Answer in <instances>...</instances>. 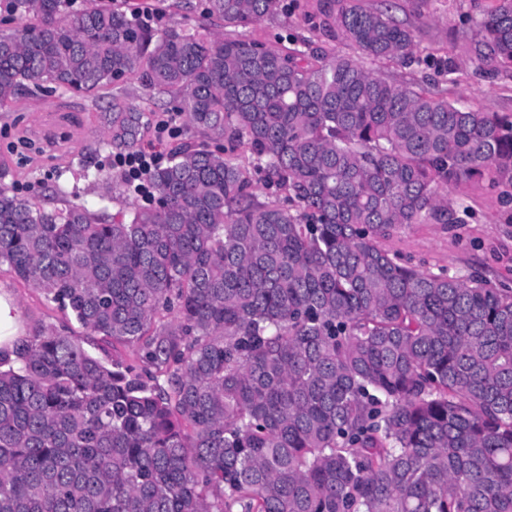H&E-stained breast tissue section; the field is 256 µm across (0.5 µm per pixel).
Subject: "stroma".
I'll use <instances>...</instances> for the list:
<instances>
[{
  "instance_id": "1",
  "label": "stroma",
  "mask_w": 512,
  "mask_h": 512,
  "mask_svg": "<svg viewBox=\"0 0 512 512\" xmlns=\"http://www.w3.org/2000/svg\"><path fill=\"white\" fill-rule=\"evenodd\" d=\"M366 2L390 8L399 20L417 28L418 45L414 62L383 65L366 58L365 68L397 84L431 87L467 108L512 117V70L490 72L470 53L475 23L494 0ZM114 4L129 12L150 10L148 25L155 29L174 18L212 31L220 28L218 20L203 15V0H114ZM319 22L316 0H281L275 15L248 26L244 33L272 49L288 46L293 37L315 48L325 41ZM116 94L145 107L152 119L171 111L168 96L135 82L108 87L91 97L31 91L0 108V167L7 171L0 184L49 209L62 207L56 193L60 187L116 218L143 206V197L113 166V152L105 145L97 120ZM448 202L457 217L455 223L406 224L382 239V247L421 272H441L464 282L479 276L512 289V201H505L501 189L483 181L449 191ZM0 285L18 306L26 335L52 330L81 340L90 354L105 361L134 362L132 347L86 334L69 311L41 289L3 271Z\"/></svg>"
}]
</instances>
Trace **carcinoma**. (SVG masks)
I'll list each match as a JSON object with an SVG mask.
<instances>
[{"label": "carcinoma", "instance_id": "1", "mask_svg": "<svg viewBox=\"0 0 512 512\" xmlns=\"http://www.w3.org/2000/svg\"><path fill=\"white\" fill-rule=\"evenodd\" d=\"M0 1V107L29 82L86 95L135 77L230 145L176 149L119 220L0 187V270L140 361L46 330L0 357V512H512V292L379 245L457 221L450 187L512 186L511 120L361 66L416 47L363 0L319 7L356 58L153 30L103 0ZM277 6L204 10L235 30ZM476 27L472 56L512 69V0ZM100 120L120 152L148 129L117 95Z\"/></svg>", "mask_w": 512, "mask_h": 512}]
</instances>
